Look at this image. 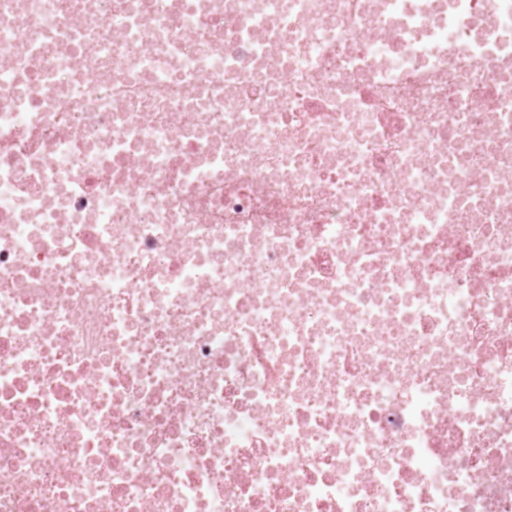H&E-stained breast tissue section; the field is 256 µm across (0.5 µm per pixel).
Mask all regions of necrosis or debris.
I'll list each match as a JSON object with an SVG mask.
<instances>
[{"label":"necrosis or debris","mask_w":512,"mask_h":512,"mask_svg":"<svg viewBox=\"0 0 512 512\" xmlns=\"http://www.w3.org/2000/svg\"><path fill=\"white\" fill-rule=\"evenodd\" d=\"M0 512H512V0H0Z\"/></svg>","instance_id":"necrosis-or-debris-1"}]
</instances>
